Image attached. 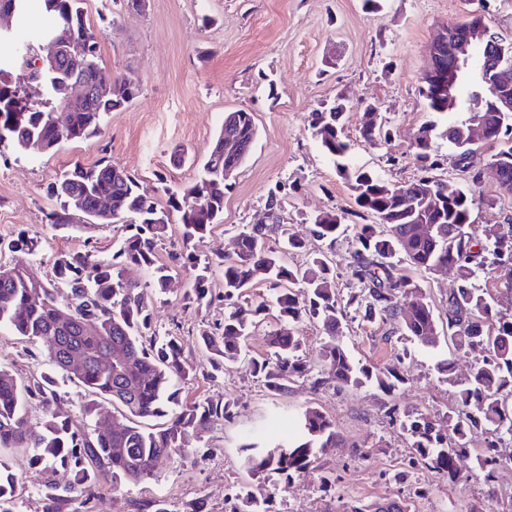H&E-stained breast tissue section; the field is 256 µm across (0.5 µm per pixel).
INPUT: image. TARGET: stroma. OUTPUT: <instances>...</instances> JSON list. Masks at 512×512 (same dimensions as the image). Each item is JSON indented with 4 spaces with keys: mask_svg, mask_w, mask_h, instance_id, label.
I'll use <instances>...</instances> for the list:
<instances>
[{
    "mask_svg": "<svg viewBox=\"0 0 512 512\" xmlns=\"http://www.w3.org/2000/svg\"><path fill=\"white\" fill-rule=\"evenodd\" d=\"M82 7L87 24L101 32L103 76H128L139 84L140 94L110 112L94 137L62 143L48 153L0 147V238L25 235L39 241L33 254L0 252V264L27 267L45 282L59 253L91 249L106 259L123 236L118 224H49L46 215L57 204L45 187L56 173L105 157L151 192L160 175L173 188L192 184L225 113L244 110L253 114L258 137L225 191L221 224L196 244L197 254L224 252L242 226L284 224L307 240L305 250L284 256L288 265L301 266L320 246L309 236L312 217L333 211L345 217L346 231L335 248V284L340 296L348 297L355 286L353 239L362 219L354 214L351 190L312 135L311 112L343 98L349 163L394 184L411 181L418 173L411 143L430 118L419 88L438 27L480 10L495 32L512 40V0H382L377 13L364 0H146L138 11L115 8L112 0H83ZM369 107L381 115L389 132L386 142L375 145L361 136ZM274 188L280 195L273 208ZM476 197L468 227L472 237L482 240L491 226L512 224V195L502 194L494 180H485ZM401 271L420 284L434 311L439 323L435 348H423L391 332L389 325L352 312L338 335L354 360L393 364L403 372L405 382L394 394L373 385L339 391L334 384H318L319 366L311 376L295 379L285 394L270 392L244 362L225 373L198 374L179 382V402L221 396L231 402L232 418L210 426L185 458L161 460L147 481L118 492L110 481H100L91 501L94 512H138L156 499L165 500L171 512H184L190 503L201 512H231L238 494L262 512H340L347 501L404 496L405 485L388 476L402 469L410 442L391 424L390 408L442 417L453 407L473 359L448 352L443 321L452 281L444 273L406 265ZM191 281V271L181 270L170 293L156 303L153 326L157 336H179L185 355L197 359L198 332L223 318L224 305L185 300ZM29 348L0 328V365L23 378L49 369L45 357L30 354ZM449 358L455 361L450 377L440 369ZM308 406L335 423L346 447L326 449L317 468L284 492L272 481L248 478L241 444L270 440L275 429L287 428V415ZM501 453L507 461L491 486L469 457L460 460L462 479L454 484L432 470H417L414 479L428 493L413 499L410 512H478L490 494L512 496V441L503 443ZM12 463L23 470L26 483L17 512H43L42 484L69 479L60 470L29 466L22 453ZM324 470L336 473V484L321 483Z\"/></svg>",
    "mask_w": 512,
    "mask_h": 512,
    "instance_id": "stroma-1",
    "label": "stroma"
}]
</instances>
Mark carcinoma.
I'll return each instance as SVG.
<instances>
[{
	"label": "carcinoma",
	"instance_id": "1",
	"mask_svg": "<svg viewBox=\"0 0 512 512\" xmlns=\"http://www.w3.org/2000/svg\"><path fill=\"white\" fill-rule=\"evenodd\" d=\"M45 11L56 23L34 31L28 42L12 43L0 32V44H13V51L0 57V144L22 148L37 143L49 152L57 142L93 137L100 132L104 116L139 96V84L120 76L105 94L96 91L100 71L101 32L86 25L79 0H0V13ZM68 22V42L62 59L36 64L42 44ZM80 84L90 95L70 113L69 125L55 129V111L61 92ZM471 88L470 104L480 111L448 123L432 119L418 131L411 144L420 175L406 184H392L378 173L346 162L349 144L343 139L345 107L339 100L312 113V135L322 153L336 167L354 193L358 213L376 218L363 224L354 247L356 265L352 276L358 289L347 305L355 306L369 322L400 323L402 335L418 344L436 343L437 321L420 286L399 272L407 263L420 271H442L456 288L448 295L446 318L454 350L473 356L474 363L460 384L456 406L443 419L423 413L394 416L410 439L406 468L392 475L400 482L418 468H430L449 481L460 479L457 460L475 454L484 480L494 478L503 464L502 441L512 440V318L504 319L492 295L476 287L477 274L493 266L502 272L504 286L512 288V224L494 225L485 240L476 241L465 231L472 223L475 188L493 173L501 189L512 194V112L493 110L489 92L469 78H459L456 89ZM419 94L426 111L448 113V92L431 81H422ZM225 123L215 136L203 163V173L193 184L173 191L159 187L164 200L140 189L138 180L123 168L102 158L91 166L79 164L48 183L47 195L59 203L47 215L49 223L64 226L75 216L88 224H120L125 230L119 248L109 259H99L89 250L60 254L54 262V279L43 282L24 267L0 265V326L40 348L52 370L81 385L92 396L86 411L95 426L106 432L72 426L68 418L52 410L57 402L52 378L43 375L22 379L0 366V512H16L25 490L23 472L5 456L34 452L33 460L58 464L72 475V482H48L41 489L50 512H83L73 507L78 497L91 491L103 477L112 480V490L121 484H136L154 476L163 457L184 456L192 441L214 421L231 416L223 398L206 397L172 410L178 404V381H187L210 366L224 371L248 360L254 374L264 378L275 393H286L289 383L311 373L310 361L301 354L297 325L306 319L322 322L328 340L320 347L319 361L336 387L357 388L372 384L391 395L405 383L394 365L378 371L356 362L336 343L343 315L335 288L332 256L320 252L305 265L290 267L267 248L266 227L244 226L229 241L230 252L214 261L188 250L211 232L224 214V169L240 168L250 155L258 130L250 112L237 110L224 115ZM482 122L496 129V150L476 160L472 126ZM382 120L377 112L366 113L361 136L368 142L381 139ZM233 136L244 145L242 153L224 156V137ZM456 150V167L464 182L448 191L432 176L438 165L439 141ZM107 199L110 206L99 208ZM344 216L324 212L312 220L311 234L330 250L342 234ZM181 226L183 251L173 262L195 268L186 298L197 305H210L213 271L223 282L224 318L200 332L203 359L194 361L182 352L171 336L154 343L152 310L157 294L168 290L172 267L157 261L156 249L173 223ZM432 228L427 235L423 226ZM268 271L271 303L288 327L265 332L270 357L247 356V341L269 310L262 301L244 309L247 290L257 270ZM133 271L149 272L144 284L131 278ZM77 354L82 365L73 370L68 356ZM47 407L43 421H28L31 403ZM146 419L159 423L150 427ZM457 435L448 445L444 426ZM473 430L487 434L484 446L469 447ZM343 438L332 420L316 407L298 417V431L284 435L267 450L245 444L244 469L250 477L285 478L283 487L313 467L318 453L342 445ZM344 512H405L393 509L391 501L348 503Z\"/></svg>",
	"mask_w": 512,
	"mask_h": 512
}]
</instances>
